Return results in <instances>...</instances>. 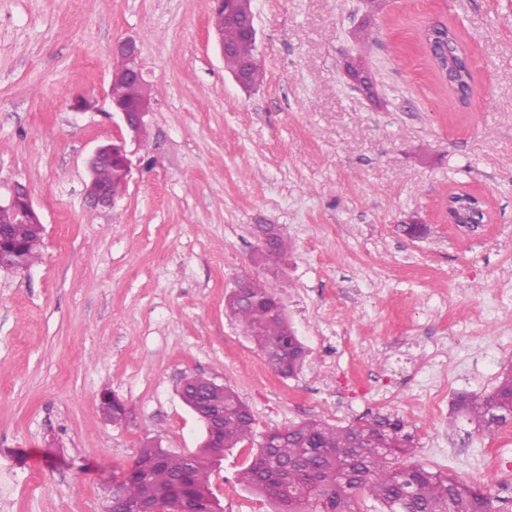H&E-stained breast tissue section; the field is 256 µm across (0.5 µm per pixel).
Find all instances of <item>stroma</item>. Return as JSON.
Here are the masks:
<instances>
[{
	"instance_id": "1",
	"label": "stroma",
	"mask_w": 512,
	"mask_h": 512,
	"mask_svg": "<svg viewBox=\"0 0 512 512\" xmlns=\"http://www.w3.org/2000/svg\"><path fill=\"white\" fill-rule=\"evenodd\" d=\"M252 6L266 79L247 92L214 48L209 0H0V182L26 184L45 227L41 262L0 271V512H104L145 441L195 453L189 376L231 386L254 417L210 473L224 512L279 510L238 480L256 436L385 413L414 434L413 463L477 480L512 512V424L487 434L451 415L512 363V0ZM366 21L379 39L362 47ZM430 21L455 23L472 55L467 107L423 55ZM125 38L149 137L124 198L98 209L85 160L117 132L107 93ZM355 57L378 102L349 88ZM459 189L492 217L468 235L443 215ZM412 215L422 237L401 230ZM259 224L289 246L279 297L307 349L290 378L225 310L241 275L267 274ZM377 382L390 401H372ZM107 391L126 421L106 418Z\"/></svg>"
}]
</instances>
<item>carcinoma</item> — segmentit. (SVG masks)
Returning <instances> with one entry per match:
<instances>
[{"instance_id":"obj_1","label":"carcinoma","mask_w":512,"mask_h":512,"mask_svg":"<svg viewBox=\"0 0 512 512\" xmlns=\"http://www.w3.org/2000/svg\"><path fill=\"white\" fill-rule=\"evenodd\" d=\"M215 25L224 29V42L241 46L253 57L257 47L242 41L239 26L222 15ZM429 61L461 106L473 94L470 54L455 27L437 22L420 32ZM448 217L457 224L481 218L479 203L468 192H453ZM19 262L30 266L40 258L44 231L36 224H9ZM245 301L231 292L227 312L240 324L268 363L283 377L299 372L307 359L306 348L295 345L298 336L284 314L276 310L274 287L252 278ZM224 406V449L236 447L252 436L254 418L236 391L226 385L213 394ZM458 406L467 410L477 429L493 433L512 423V366L503 368L489 392L462 395ZM279 438L269 431L259 449L240 472L239 482L279 502L280 512H361L359 501L367 496L380 504V512H500L498 497L480 485L422 466L399 465L398 459L415 448L406 422L392 414H378L355 424L337 427L309 420L286 427V442L271 448L267 441ZM140 476L124 483L129 501L143 504L159 498L176 507L170 493L182 484L199 509H210L208 468L204 456L140 449Z\"/></svg>"}]
</instances>
